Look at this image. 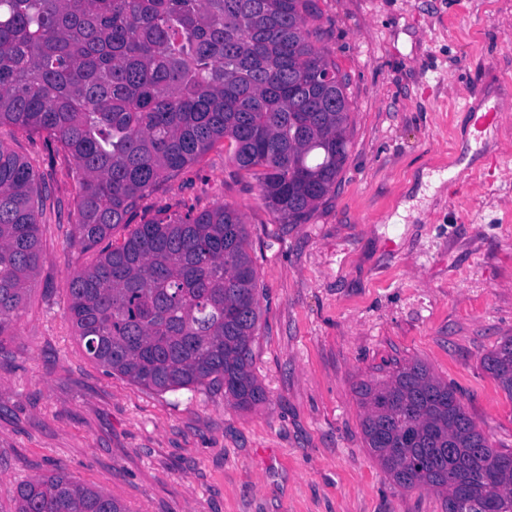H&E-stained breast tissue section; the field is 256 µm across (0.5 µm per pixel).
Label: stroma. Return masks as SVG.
Listing matches in <instances>:
<instances>
[{
	"mask_svg": "<svg viewBox=\"0 0 512 512\" xmlns=\"http://www.w3.org/2000/svg\"><path fill=\"white\" fill-rule=\"evenodd\" d=\"M308 22L347 74L351 145L336 189L287 224L216 146L138 215L243 217L258 273L252 371L267 401L223 387L159 393L107 374L65 317L92 255L72 240L73 159L46 133L0 144L47 189L42 260L0 338V512L18 483L65 472L129 512H448L370 453L356 387L415 360L512 451V397L480 360L512 336V0H315ZM499 109L471 149V107Z\"/></svg>",
	"mask_w": 512,
	"mask_h": 512,
	"instance_id": "stroma-1",
	"label": "stroma"
}]
</instances>
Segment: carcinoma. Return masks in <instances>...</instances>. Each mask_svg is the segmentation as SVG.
Returning a JSON list of instances; mask_svg holds the SVG:
<instances>
[{"label":"carcinoma","mask_w":512,"mask_h":512,"mask_svg":"<svg viewBox=\"0 0 512 512\" xmlns=\"http://www.w3.org/2000/svg\"><path fill=\"white\" fill-rule=\"evenodd\" d=\"M314 0H0V125L45 132L74 159L73 239L94 259L69 280L66 317L87 355L157 392L218 383L242 410L254 376L258 275L229 205L129 226L156 187L216 144L264 204L303 224L348 156L346 77L316 45ZM44 197L0 144V336L41 258ZM130 227L123 241L112 229ZM512 398V336L481 358ZM371 454L401 489L456 512H512V452L489 444L457 392L420 361L357 387ZM16 512H128L58 472L20 484Z\"/></svg>","instance_id":"1"}]
</instances>
